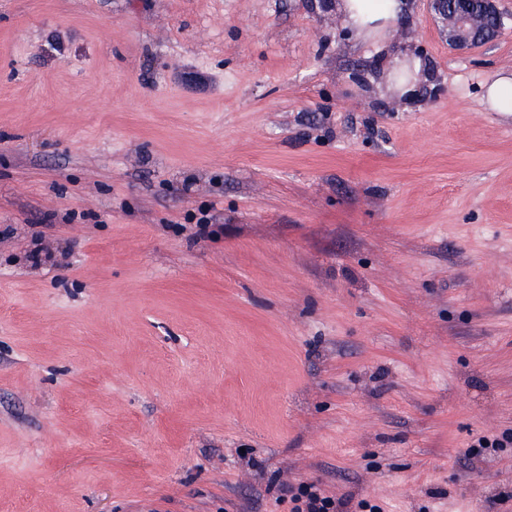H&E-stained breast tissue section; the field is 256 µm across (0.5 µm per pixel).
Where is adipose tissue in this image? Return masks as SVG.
<instances>
[{"label": "adipose tissue", "instance_id": "adipose-tissue-1", "mask_svg": "<svg viewBox=\"0 0 512 512\" xmlns=\"http://www.w3.org/2000/svg\"><path fill=\"white\" fill-rule=\"evenodd\" d=\"M336 8L355 40L372 45L386 61L400 96H410L422 72V62L393 50L389 39L391 29L407 9L404 0H337Z\"/></svg>", "mask_w": 512, "mask_h": 512}]
</instances>
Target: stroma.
<instances>
[{"label": "stroma", "mask_w": 512, "mask_h": 512, "mask_svg": "<svg viewBox=\"0 0 512 512\" xmlns=\"http://www.w3.org/2000/svg\"><path fill=\"white\" fill-rule=\"evenodd\" d=\"M391 40L408 100L323 0H0V512H512V27ZM512 97V71L506 69L496 72L485 83L484 99L487 107L493 112L510 113L512 104L509 107L500 105L499 100L509 95ZM289 492L295 503H301L295 506V512H349L344 510L348 507L346 501L329 495L317 483H301Z\"/></svg>", "instance_id": "35a3bbf8"}]
</instances>
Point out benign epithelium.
Segmentation results:
<instances>
[{
	"label": "benign epithelium",
	"mask_w": 512,
	"mask_h": 512,
	"mask_svg": "<svg viewBox=\"0 0 512 512\" xmlns=\"http://www.w3.org/2000/svg\"><path fill=\"white\" fill-rule=\"evenodd\" d=\"M430 5L442 20L449 44L459 50H470L490 42L487 18L497 19L500 25L506 19L512 21V14L500 8L499 0H480L476 11L468 0H430Z\"/></svg>",
	"instance_id": "1"
}]
</instances>
